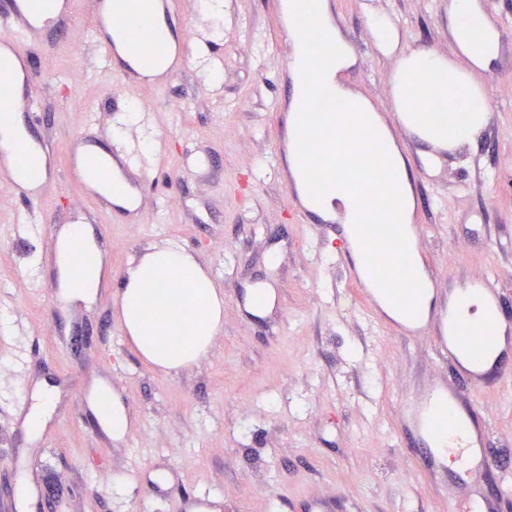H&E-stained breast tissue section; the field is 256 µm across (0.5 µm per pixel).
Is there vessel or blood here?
<instances>
[{"instance_id": "vessel-or-blood-1", "label": "vessel or blood", "mask_w": 512, "mask_h": 512, "mask_svg": "<svg viewBox=\"0 0 512 512\" xmlns=\"http://www.w3.org/2000/svg\"><path fill=\"white\" fill-rule=\"evenodd\" d=\"M111 2L89 0L92 33L109 26L121 34L134 33L135 38L122 53L115 43H107V66L121 64V76L129 81L143 63L171 57L168 39L144 10L145 0H122L117 10L111 9ZM319 4L320 0H308L309 23L289 35L290 42L306 47L299 66L307 74L320 66L325 54L326 36L315 20ZM52 5L53 0H0V23L6 27L0 34V117L31 109L36 99L35 60L19 51L15 32L46 29L68 37L75 32L74 13L56 18ZM46 151V146L17 141L8 158L9 184L16 194L30 196L27 183L19 180L18 174L32 168ZM67 168L80 171L84 182L102 186L110 185L114 176L111 163L100 162L94 153L81 149L68 160ZM334 230L348 247L339 261L360 295L369 299L375 319L401 339L428 337L438 358L448 366L447 380L411 394L402 405L400 420L407 454L438 479L446 469L444 452H457L463 465L455 475V485L465 495L454 501V512H495V501L512 494V460H496L488 454L490 419L481 396L487 389L512 381V314L505 311L503 294L488 279H464L449 289L447 303L434 315H409L393 306L366 264L350 263V253L362 251L354 225L338 224ZM476 299L487 309L480 318L465 313Z\"/></svg>"}]
</instances>
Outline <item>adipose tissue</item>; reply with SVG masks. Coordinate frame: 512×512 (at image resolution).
<instances>
[{
	"mask_svg": "<svg viewBox=\"0 0 512 512\" xmlns=\"http://www.w3.org/2000/svg\"><path fill=\"white\" fill-rule=\"evenodd\" d=\"M454 38L464 61L437 53L411 51L399 61L402 84L409 95L430 103L440 97L448 113L463 112L454 123L455 148H463L482 130L489 98L475 81L470 64L485 67L497 56L493 29L477 0H453ZM335 61L314 73V81L344 97L356 119L376 123L377 116L362 95L349 92L342 80L351 52L339 32L332 31ZM70 235L57 243L58 277L65 299L86 300L100 287L102 261L73 269L69 260ZM118 316L137 354L163 371H177L199 363L212 352L224 319V291L192 251L172 242L153 245L126 271L119 296Z\"/></svg>",
	"mask_w": 512,
	"mask_h": 512,
	"instance_id": "ef3b65f1",
	"label": "adipose tissue"
}]
</instances>
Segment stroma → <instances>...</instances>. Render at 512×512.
Instances as JSON below:
<instances>
[{
  "mask_svg": "<svg viewBox=\"0 0 512 512\" xmlns=\"http://www.w3.org/2000/svg\"><path fill=\"white\" fill-rule=\"evenodd\" d=\"M174 23L196 39L187 67L160 85L122 80L104 64L86 0L75 7L85 33L21 42L40 62L28 132L51 144L60 168L39 202L0 184V512H16L22 481L52 484V505L32 497L26 512H179L186 492L218 501L219 512H310L320 500L336 512H451L450 498L398 445L403 397L448 374L429 340L394 337L336 260L333 234L291 212L274 140L285 128L290 81L276 0H168ZM449 0H330L344 38L360 52L343 76L380 114L393 111L390 78L403 52H448ZM504 40L476 80L489 96L481 134L431 177L413 174L420 204L413 221L429 244L426 264L438 294L462 277H493L512 306V0H480ZM399 26L396 49H380L370 25ZM140 122L128 131L129 104ZM79 138L133 156L130 172L159 177L139 213L111 215L112 250L88 301L55 303L34 281L57 278L48 257L53 214L94 202L64 172ZM149 139V157L138 142ZM217 164L185 177L186 155ZM486 222L475 228L472 217ZM172 240L195 251L224 290V324L198 365L164 374L142 362L116 316L115 287L130 262ZM262 283L279 296L263 314L243 296ZM55 388L39 429L22 426L27 392ZM116 393L130 420L113 438L90 402ZM492 456H512V390L484 394Z\"/></svg>",
  "mask_w": 512,
  "mask_h": 512,
  "instance_id": "35a3bbf8",
  "label": "stroma"
}]
</instances>
